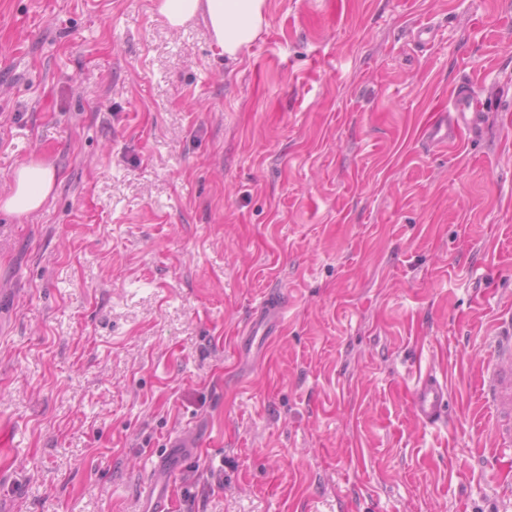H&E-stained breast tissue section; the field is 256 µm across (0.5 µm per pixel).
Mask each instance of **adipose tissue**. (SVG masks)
I'll return each mask as SVG.
<instances>
[{
  "instance_id": "1",
  "label": "adipose tissue",
  "mask_w": 512,
  "mask_h": 512,
  "mask_svg": "<svg viewBox=\"0 0 512 512\" xmlns=\"http://www.w3.org/2000/svg\"><path fill=\"white\" fill-rule=\"evenodd\" d=\"M157 9L171 27L203 16L212 40L224 56L238 59L267 24V0H157ZM58 180L55 167L42 160L19 165L11 189L0 197V209L25 217L39 211Z\"/></svg>"
}]
</instances>
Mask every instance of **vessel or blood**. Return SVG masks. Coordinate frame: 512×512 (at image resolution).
I'll return each instance as SVG.
<instances>
[{
  "label": "vessel or blood",
  "instance_id": "1",
  "mask_svg": "<svg viewBox=\"0 0 512 512\" xmlns=\"http://www.w3.org/2000/svg\"><path fill=\"white\" fill-rule=\"evenodd\" d=\"M481 126V113L476 98L468 88L456 91L447 110L437 112L422 130L426 141L438 145L455 144L462 131L474 132ZM286 301L283 296H265L251 321L237 339L238 346H251L256 336H273L278 331ZM480 386L493 412L497 443L512 446V336H499L486 365ZM448 399V385L434 371L420 375L411 398L416 420L422 425L443 421ZM195 441L182 436L169 438L163 452L152 463L151 477L142 489V512H170L172 507L170 479L182 463L192 456Z\"/></svg>",
  "mask_w": 512,
  "mask_h": 512
}]
</instances>
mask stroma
<instances>
[{
    "instance_id": "35a3bbf8",
    "label": "stroma",
    "mask_w": 512,
    "mask_h": 512,
    "mask_svg": "<svg viewBox=\"0 0 512 512\" xmlns=\"http://www.w3.org/2000/svg\"><path fill=\"white\" fill-rule=\"evenodd\" d=\"M155 3L0 0V197L58 172L0 210V512H141L179 434L173 512H512L479 396L512 316V0H268L234 61ZM461 84L481 132L429 147ZM273 289L281 332L236 352ZM58 180L56 168L42 160L19 165L13 175L11 189L0 200V209L25 217L39 211L54 190ZM448 399L446 380L428 369L420 374L413 390L411 406L414 417L424 426L435 425L444 420ZM199 445L183 436H174L165 443V450L152 461L151 477L142 489L141 512H169L172 507L170 479L182 463L193 455Z\"/></svg>"
}]
</instances>
